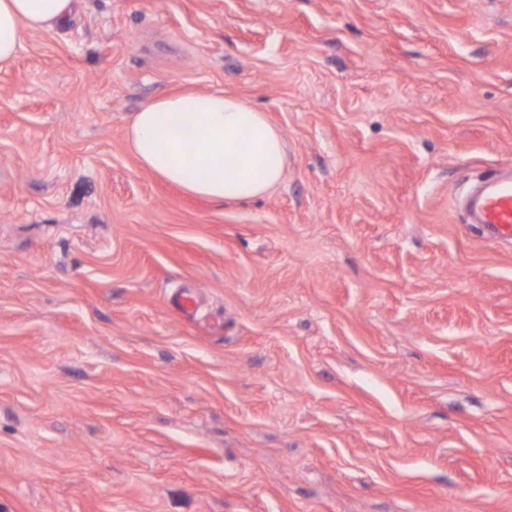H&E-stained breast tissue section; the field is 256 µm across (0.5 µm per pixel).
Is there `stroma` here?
<instances>
[{
	"mask_svg": "<svg viewBox=\"0 0 512 512\" xmlns=\"http://www.w3.org/2000/svg\"><path fill=\"white\" fill-rule=\"evenodd\" d=\"M221 90L219 203L125 139ZM512 0H76L0 71V512H512ZM197 295L195 312L177 306ZM125 136L144 169L220 202L268 193L287 163L284 138L266 115L219 90L156 98L134 112ZM469 224H482L493 238L512 241V166L486 175L467 196Z\"/></svg>",
	"mask_w": 512,
	"mask_h": 512,
	"instance_id": "1",
	"label": "stroma"
}]
</instances>
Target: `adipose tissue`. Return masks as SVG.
Wrapping results in <instances>:
<instances>
[{"label": "adipose tissue", "instance_id": "adipose-tissue-1", "mask_svg": "<svg viewBox=\"0 0 512 512\" xmlns=\"http://www.w3.org/2000/svg\"><path fill=\"white\" fill-rule=\"evenodd\" d=\"M72 5L73 0H0V68L15 59L24 32L52 30ZM125 136L144 169L220 202L268 193L287 163L284 138L266 115L219 90L156 98L131 116Z\"/></svg>", "mask_w": 512, "mask_h": 512}]
</instances>
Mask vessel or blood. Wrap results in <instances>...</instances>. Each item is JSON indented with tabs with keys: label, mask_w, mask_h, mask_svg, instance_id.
I'll return each instance as SVG.
<instances>
[{
	"label": "vessel or blood",
	"mask_w": 512,
	"mask_h": 512,
	"mask_svg": "<svg viewBox=\"0 0 512 512\" xmlns=\"http://www.w3.org/2000/svg\"><path fill=\"white\" fill-rule=\"evenodd\" d=\"M469 223L483 225L493 238L512 241V168H499L478 181L467 196Z\"/></svg>",
	"instance_id": "vessel-or-blood-1"
}]
</instances>
